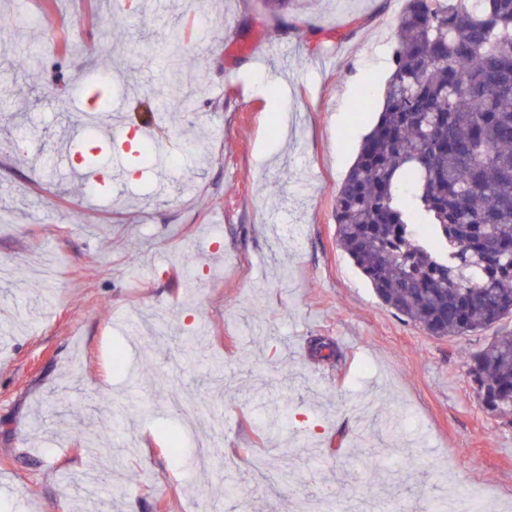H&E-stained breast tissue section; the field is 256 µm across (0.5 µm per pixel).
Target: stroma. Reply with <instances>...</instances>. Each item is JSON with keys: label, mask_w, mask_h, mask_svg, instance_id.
<instances>
[{"label": "stroma", "mask_w": 512, "mask_h": 512, "mask_svg": "<svg viewBox=\"0 0 512 512\" xmlns=\"http://www.w3.org/2000/svg\"><path fill=\"white\" fill-rule=\"evenodd\" d=\"M0 15L14 20L0 47L30 57L21 74L0 55V265L17 270L0 319L23 321L0 328V512H64L90 491L100 512H350L367 497L432 512L476 488L477 512L512 501V427L463 363L512 318L426 335L336 240V192L391 72L394 0H299L276 17L263 0H0ZM182 17L198 93L175 115L159 90ZM104 40L121 54L99 55ZM107 72L113 136L147 111L165 148L147 170L106 153L96 196L66 160L56 100L86 110ZM313 336L342 362L311 357ZM80 425L116 438L113 468ZM204 436L224 450L208 469Z\"/></svg>", "instance_id": "stroma-1"}]
</instances>
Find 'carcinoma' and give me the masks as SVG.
I'll return each instance as SVG.
<instances>
[{
    "label": "carcinoma",
    "instance_id": "cac0c4a2",
    "mask_svg": "<svg viewBox=\"0 0 512 512\" xmlns=\"http://www.w3.org/2000/svg\"><path fill=\"white\" fill-rule=\"evenodd\" d=\"M478 2L406 0L382 108L335 204L338 241L376 295L450 340L512 318V0ZM163 94L188 109L180 71ZM162 151L141 146L136 161ZM309 352L342 359L323 336ZM465 364L477 401L512 426V331Z\"/></svg>",
    "mask_w": 512,
    "mask_h": 512
}]
</instances>
